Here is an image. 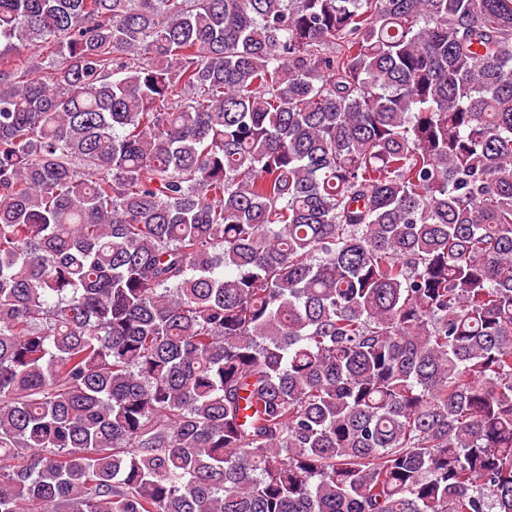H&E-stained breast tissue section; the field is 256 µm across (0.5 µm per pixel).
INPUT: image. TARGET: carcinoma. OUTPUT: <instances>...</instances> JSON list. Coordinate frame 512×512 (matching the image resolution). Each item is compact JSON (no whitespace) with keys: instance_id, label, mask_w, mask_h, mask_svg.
I'll return each instance as SVG.
<instances>
[{"instance_id":"1","label":"carcinoma","mask_w":512,"mask_h":512,"mask_svg":"<svg viewBox=\"0 0 512 512\" xmlns=\"http://www.w3.org/2000/svg\"><path fill=\"white\" fill-rule=\"evenodd\" d=\"M0 512H512V0H0Z\"/></svg>"}]
</instances>
